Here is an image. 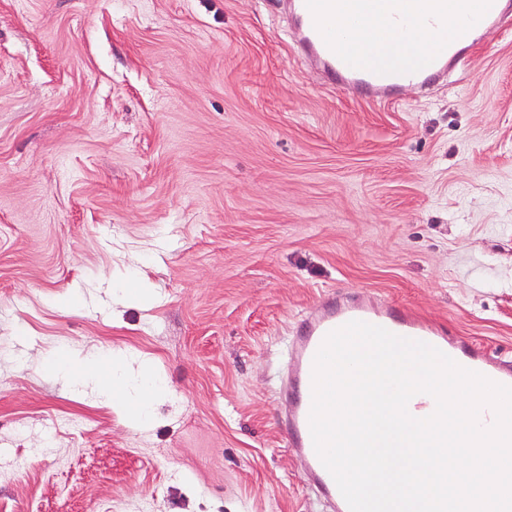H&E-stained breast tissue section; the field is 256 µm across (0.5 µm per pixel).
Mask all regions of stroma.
Listing matches in <instances>:
<instances>
[{"mask_svg": "<svg viewBox=\"0 0 512 512\" xmlns=\"http://www.w3.org/2000/svg\"><path fill=\"white\" fill-rule=\"evenodd\" d=\"M334 295L512 356V21L372 101L285 0H0V512H321L278 385ZM49 368L55 373H64L72 378L81 380H93L107 395L111 407L128 414L129 421L142 424L148 419L153 410L154 403L165 391L163 381L155 376L139 372L132 379L121 382L118 370L112 361L107 358H99L92 361H84L71 358L69 354L63 356L57 353L55 359L49 363Z\"/></svg>", "mask_w": 512, "mask_h": 512, "instance_id": "1", "label": "stroma"}]
</instances>
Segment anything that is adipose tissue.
I'll list each match as a JSON object with an SVG mask.
<instances>
[{"label":"adipose tissue","mask_w":512,"mask_h":512,"mask_svg":"<svg viewBox=\"0 0 512 512\" xmlns=\"http://www.w3.org/2000/svg\"><path fill=\"white\" fill-rule=\"evenodd\" d=\"M49 367L56 373L95 381L109 398L112 408L127 413L130 421L137 424L151 416L155 402L165 390L163 381L149 374L120 380L112 372L111 360L104 357L84 361L59 353Z\"/></svg>","instance_id":"ef3b65f1"}]
</instances>
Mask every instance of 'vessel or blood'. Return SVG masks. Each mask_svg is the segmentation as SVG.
<instances>
[{
    "label": "vessel or blood",
    "mask_w": 512,
    "mask_h": 512,
    "mask_svg": "<svg viewBox=\"0 0 512 512\" xmlns=\"http://www.w3.org/2000/svg\"><path fill=\"white\" fill-rule=\"evenodd\" d=\"M293 15L303 41L326 75L352 92L370 100L389 97L407 86L422 85L447 73L465 59L470 47L497 24L512 0H486L476 16L448 14L447 0H416L412 21L392 13L389 0H376L365 10L359 0H291ZM384 16L387 37L367 49L368 60L347 58L336 49L339 40L356 37L369 14ZM451 28L423 63L404 60L418 28ZM362 321L383 327L398 336L425 342L452 358L461 367L493 382L512 386V359L489 358L482 349L456 336L446 324H430L414 312L392 304L364 302L345 297L328 299L308 315L299 333L287 345L288 383L281 392L286 405L282 429L308 482L327 512H349L334 478L317 455L310 430L314 357L326 336L348 322Z\"/></svg>",
    "instance_id": "obj_1"
}]
</instances>
